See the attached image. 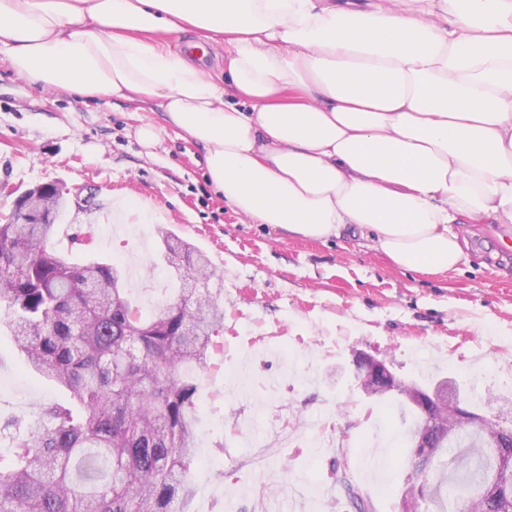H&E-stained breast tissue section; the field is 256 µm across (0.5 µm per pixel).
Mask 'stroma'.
I'll return each mask as SVG.
<instances>
[{
  "label": "stroma",
  "mask_w": 512,
  "mask_h": 512,
  "mask_svg": "<svg viewBox=\"0 0 512 512\" xmlns=\"http://www.w3.org/2000/svg\"><path fill=\"white\" fill-rule=\"evenodd\" d=\"M155 109L44 88L0 61V224L26 190H67L55 234L95 230L97 258L140 268L144 314L176 302L159 259L167 229L224 265V344L197 371V442L185 512H353L348 473L373 512H400L414 419L400 396L363 394L354 352L400 380L454 378L478 412L512 400V226L458 224L457 270L398 267L371 241L312 240L236 214L212 186L202 147L162 135ZM58 390L25 370L0 330V413L43 420Z\"/></svg>",
  "instance_id": "obj_1"
}]
</instances>
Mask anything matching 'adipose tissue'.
Listing matches in <instances>:
<instances>
[{"label": "adipose tissue", "instance_id": "obj_1", "mask_svg": "<svg viewBox=\"0 0 512 512\" xmlns=\"http://www.w3.org/2000/svg\"><path fill=\"white\" fill-rule=\"evenodd\" d=\"M214 44L219 82L193 54ZM0 59L157 106L141 145L201 146L256 224L427 273L464 259L453 225H512V0H0Z\"/></svg>", "mask_w": 512, "mask_h": 512}]
</instances>
